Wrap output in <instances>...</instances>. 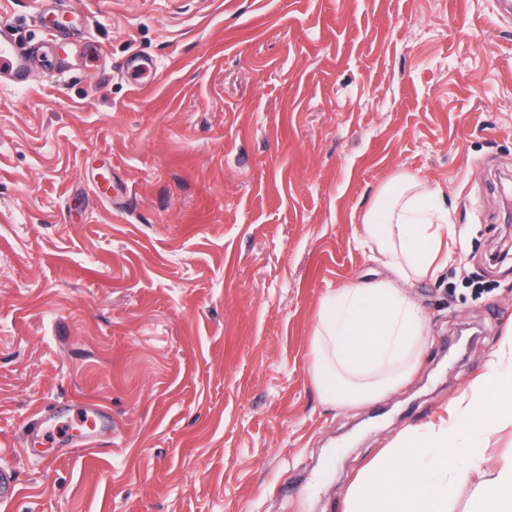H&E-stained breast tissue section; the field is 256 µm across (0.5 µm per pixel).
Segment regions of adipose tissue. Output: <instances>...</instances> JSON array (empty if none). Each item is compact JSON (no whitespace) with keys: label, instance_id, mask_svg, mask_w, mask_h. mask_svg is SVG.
<instances>
[{"label":"adipose tissue","instance_id":"1","mask_svg":"<svg viewBox=\"0 0 512 512\" xmlns=\"http://www.w3.org/2000/svg\"><path fill=\"white\" fill-rule=\"evenodd\" d=\"M399 182L385 186L362 217L391 279L352 283L321 300L310 374L321 398L341 407L380 400L413 375L426 316L405 286L448 263L453 231L439 192L411 175ZM473 512H512V456L480 484Z\"/></svg>","mask_w":512,"mask_h":512}]
</instances>
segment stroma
Masks as SVG:
<instances>
[{"mask_svg": "<svg viewBox=\"0 0 512 512\" xmlns=\"http://www.w3.org/2000/svg\"><path fill=\"white\" fill-rule=\"evenodd\" d=\"M104 63L0 86V512H343L410 428L465 407L512 329V15L498 0H61ZM39 0L0 23L47 35ZM134 52L154 75L126 72ZM455 229L408 284L426 349L357 408L309 371L320 302L388 276L363 214L395 177ZM109 408L93 448L39 411ZM484 463L449 512L512 454Z\"/></svg>", "mask_w": 512, "mask_h": 512, "instance_id": "stroma-1", "label": "stroma"}]
</instances>
